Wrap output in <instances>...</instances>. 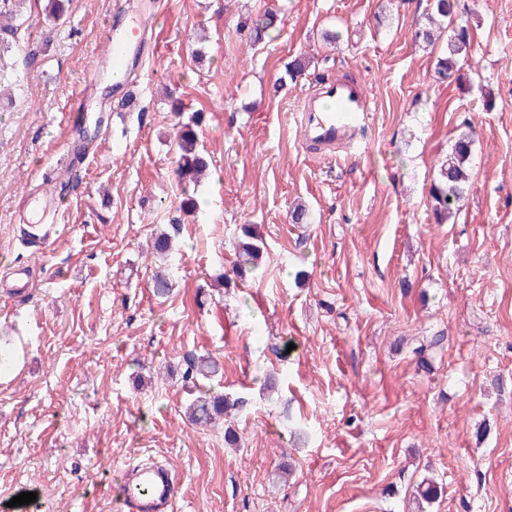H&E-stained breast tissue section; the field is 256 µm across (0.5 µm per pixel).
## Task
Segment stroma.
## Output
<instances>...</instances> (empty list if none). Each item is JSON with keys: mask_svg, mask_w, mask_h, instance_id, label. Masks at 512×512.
Returning <instances> with one entry per match:
<instances>
[{"mask_svg": "<svg viewBox=\"0 0 512 512\" xmlns=\"http://www.w3.org/2000/svg\"><path fill=\"white\" fill-rule=\"evenodd\" d=\"M114 2L56 20L25 0L0 78V512L21 490L30 512H119L111 486L148 459L177 473L176 512H512V0H465L467 93L435 71L446 39L413 40L431 0H125L157 15L131 108L98 65ZM264 13L274 38L251 44ZM339 71L372 120L351 154L314 156L299 109ZM196 112L209 167L185 186ZM463 131L472 187L439 224L429 188ZM39 223L57 227L44 245ZM242 224L260 274L228 287ZM202 357L215 376L187 379ZM210 388L243 402L238 447L184 414ZM200 120V115L196 114L194 118L182 126L179 134L178 149L180 154L177 175L185 186L194 182L206 166L205 160L197 148V134L193 128L198 126Z\"/></svg>", "mask_w": 512, "mask_h": 512, "instance_id": "obj_1", "label": "stroma"}]
</instances>
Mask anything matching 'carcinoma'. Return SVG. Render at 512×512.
Segmentation results:
<instances>
[{
	"label": "carcinoma",
	"instance_id": "obj_1",
	"mask_svg": "<svg viewBox=\"0 0 512 512\" xmlns=\"http://www.w3.org/2000/svg\"><path fill=\"white\" fill-rule=\"evenodd\" d=\"M20 7V0H0V32L13 35L16 28L11 21L15 18ZM434 16L447 23H453L461 13L460 0H433ZM273 26V19L263 16L252 26L250 38L253 43H259L268 37V30ZM470 39L466 27H453L448 30L447 53L437 59V73L450 77L455 71L460 57L468 55ZM201 117L195 116L182 126L179 134L177 175L184 184L195 181L206 166L204 158L197 148V134L194 126L200 123ZM473 140L467 133L458 134L448 151V160L440 166L438 177L431 184L429 198L432 203L436 221L443 223L457 210L459 203L471 188V173L468 163L472 154ZM264 243L256 233L252 224L241 225V237L237 241L236 260L231 272L237 278L246 273L258 270V260L262 257ZM153 254L162 260L171 261L173 246L172 236L168 232L157 235L152 243ZM154 294L164 297L170 293L173 282L170 276L158 271L152 276ZM242 405V401L218 392H206L193 398L186 407L190 420L196 424L211 425L231 415V412Z\"/></svg>",
	"mask_w": 512,
	"mask_h": 512
}]
</instances>
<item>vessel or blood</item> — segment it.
Segmentation results:
<instances>
[{"label":"vessel or blood","instance_id":"1","mask_svg":"<svg viewBox=\"0 0 512 512\" xmlns=\"http://www.w3.org/2000/svg\"><path fill=\"white\" fill-rule=\"evenodd\" d=\"M145 31L140 21L112 26L108 43L98 57L113 74H127L130 55L144 43ZM302 110V141L310 154H333L350 141L355 130L369 121V104L364 80L342 73L321 83L313 100ZM178 493L175 471L156 464L139 470L135 479L121 482L114 494L124 512H173Z\"/></svg>","mask_w":512,"mask_h":512}]
</instances>
